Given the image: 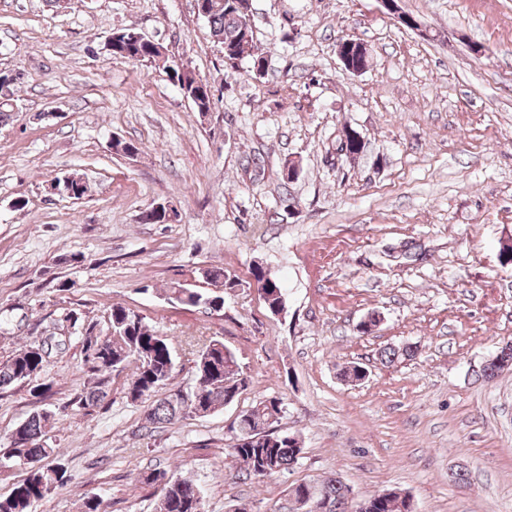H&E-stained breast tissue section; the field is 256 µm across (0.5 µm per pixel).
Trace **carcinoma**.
I'll use <instances>...</instances> for the list:
<instances>
[{
  "mask_svg": "<svg viewBox=\"0 0 512 512\" xmlns=\"http://www.w3.org/2000/svg\"><path fill=\"white\" fill-rule=\"evenodd\" d=\"M197 11L204 14L214 40L224 49V57L238 60L245 56L256 61L260 56L252 54L253 40L242 35L241 12L230 0H195ZM135 28L120 30L117 43L108 44L113 57L125 62L151 64L160 55L156 45L134 38ZM186 97L201 102L210 100V87L197 79L196 74L185 67H175L170 77ZM50 190L71 199L79 200L87 195L88 187L83 178L70 175L69 183H51ZM202 277L212 288L205 292L193 288L174 286L166 292L172 303L188 306L206 304L224 305L223 292L218 285H227L229 275L220 268L206 269ZM72 327L83 336L85 352L103 346L96 357L90 359L91 370L106 373L127 365L134 366L133 380L127 388V398L133 402L151 401L146 421L150 425L171 423L192 416L185 410L186 400L197 401L210 414L225 405L229 391L247 382L243 377L235 353L220 340H212L198 351L195 364L193 389L180 390L164 397L158 391L168 384L176 370V362L167 339L158 334L143 318L132 321L127 310L114 307L109 316V329L112 334L106 342L95 333V326L84 325L74 318ZM47 355L42 345H29L18 351L10 360L0 364V388L17 382H24L32 374L42 370ZM106 397L99 385L90 387L77 397L78 407L86 409L98 405ZM281 409L280 400L273 398L249 410V418L254 426L251 441L240 444L233 442L228 453L243 463L245 469L256 476H268L290 468L297 462L301 452L298 439L288 434L274 436V441L257 439L254 430L273 413ZM51 415L48 412L29 415L11 434L9 447L0 448V462L9 469L14 463L25 461L30 470L27 477L15 484L10 494L0 497V512H31L35 503L48 492L62 487L69 481L67 469L55 455V449L44 445ZM163 482L158 512H197L200 487L193 481L183 478H168L164 472L153 471L145 477L152 484ZM296 490L308 496V512H350L348 504L350 489L339 479H331L321 485L300 483Z\"/></svg>",
  "mask_w": 512,
  "mask_h": 512,
  "instance_id": "carcinoma-1",
  "label": "carcinoma"
}]
</instances>
